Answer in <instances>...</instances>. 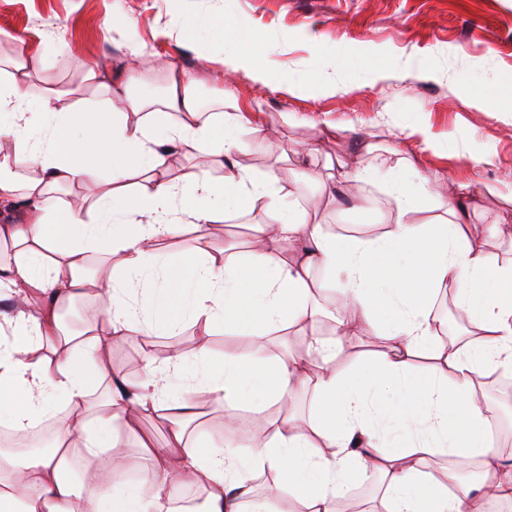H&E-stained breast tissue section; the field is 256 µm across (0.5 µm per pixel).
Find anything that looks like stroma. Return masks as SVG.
<instances>
[{
  "label": "stroma",
  "mask_w": 512,
  "mask_h": 512,
  "mask_svg": "<svg viewBox=\"0 0 512 512\" xmlns=\"http://www.w3.org/2000/svg\"><path fill=\"white\" fill-rule=\"evenodd\" d=\"M116 14L134 20V36L147 48L141 66L150 81L139 94L159 96L166 68L185 69L198 76L197 98L209 113L223 111L230 100L247 126L266 131V142L238 156L252 174L272 170L287 182L292 166L285 155L313 148L301 164L311 173L301 204L333 235H342L346 221L384 224L386 207L373 206L366 191L385 192L408 157L430 183L496 187L497 195L478 200L471 221L512 225V112L472 101L474 91L512 84V0H0V30L12 35L0 42V57L14 56L22 43L39 47L43 83L78 88L98 100L99 92L82 78L87 64L120 59L112 40ZM189 16L223 29V44L182 42L178 24ZM243 42L281 70L327 72L334 91L292 93L280 74L261 84L232 72L226 58ZM412 129L426 130L427 138H408ZM476 154L484 162H473ZM373 163V176L356 179L357 170ZM265 220L259 209L234 211L206 236L188 229L165 247L217 258L228 249L241 255L253 226ZM180 333L190 350L206 348L217 368L225 355L252 348V336L221 325L203 336L186 323ZM165 339L160 333L116 341L106 360L125 377L142 376L148 347ZM328 344L345 373L365 368L391 346L384 336ZM234 410L211 397L199 402L190 440L215 441L217 426ZM169 428L162 407L141 419L138 434L125 439L131 470L147 468L140 436L160 443Z\"/></svg>",
  "instance_id": "obj_1"
}]
</instances>
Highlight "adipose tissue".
Here are the masks:
<instances>
[{
	"instance_id": "ef3b65f1",
	"label": "adipose tissue",
	"mask_w": 512,
	"mask_h": 512,
	"mask_svg": "<svg viewBox=\"0 0 512 512\" xmlns=\"http://www.w3.org/2000/svg\"><path fill=\"white\" fill-rule=\"evenodd\" d=\"M133 26L113 16L125 62L95 63L87 71L104 95L99 107L72 103L48 85L32 95L44 67L40 52L22 46L0 61V209L25 207L22 223L0 224V241L15 250L13 261L0 265V292L17 309L13 340L0 346V420L23 439L54 418L56 441L48 454L0 453V512H98L104 502L113 512H173L171 489L200 476L204 512H288L292 498L305 512H335L349 482L370 474L381 477L384 512H483L485 503L512 502V467L498 465L512 448L492 444V414L473 389L476 376L512 368V264L497 265L480 237L463 230L467 202L486 188L449 183L447 215L429 224L416 204L428 178L397 177L388 185L396 201L390 231L343 240L311 221L294 194L282 193L276 174L258 181L235 164L216 183L208 158L247 147L240 112L203 119L192 94L196 79L173 69L162 112L145 121V101L130 92L144 78L132 65L145 55ZM171 144L200 159L174 179L166 167ZM101 179L106 186L92 205L66 199L46 205L51 190ZM257 205L272 232L259 235L244 256L175 259L161 248L184 224L204 235L227 212ZM104 248L119 256V269L88 278L86 257ZM316 267L342 296L336 316L314 301ZM448 285L481 339L451 347L436 342L432 306ZM91 289L99 298L95 326L62 332L61 306ZM327 317L337 338L386 336L395 347L367 377L338 372L333 357L314 359L315 336L305 354L266 357L269 332ZM186 321L204 336L220 322L245 329L255 338L253 349L225 355L218 372L206 350L191 356L177 350L161 365L146 363L135 382L113 375L101 359L116 340L174 333ZM422 354L437 363L425 378L411 370ZM174 379L185 386L176 397L169 394ZM251 381L265 403L310 386L317 404L303 427L292 414L268 417L269 439L244 470L236 447L187 442L185 428L197 393L233 401ZM161 405L172 418L169 442L157 447L141 439L147 478L129 486L114 451L138 415ZM77 451L96 464L90 485L65 475ZM442 457L477 460L486 471L471 482L453 471L440 481L431 466ZM256 468L283 476V483L257 496Z\"/></svg>"
}]
</instances>
